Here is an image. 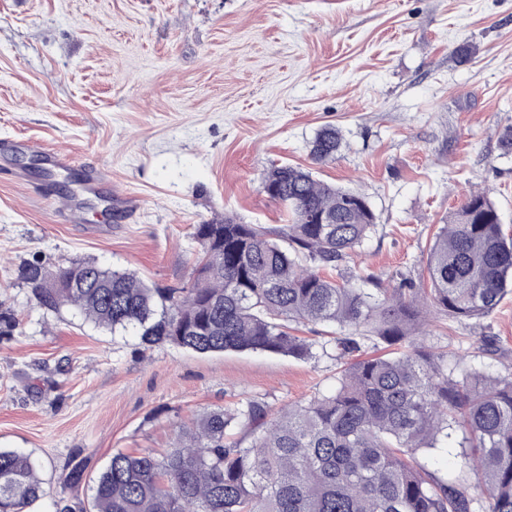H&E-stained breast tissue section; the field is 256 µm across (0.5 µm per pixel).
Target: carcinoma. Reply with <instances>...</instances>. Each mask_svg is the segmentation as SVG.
<instances>
[{
	"label": "carcinoma",
	"mask_w": 512,
	"mask_h": 512,
	"mask_svg": "<svg viewBox=\"0 0 512 512\" xmlns=\"http://www.w3.org/2000/svg\"><path fill=\"white\" fill-rule=\"evenodd\" d=\"M340 147L336 128H322L312 163L336 159ZM261 188L288 223L226 216L194 225L200 251L181 288L79 258L52 270L36 253L20 278L39 306L70 305L99 327L138 330L151 346L305 358L314 344L294 326L315 323L339 330L338 361L375 337L392 350L347 364L334 391L287 410L239 401L204 412L158 454L113 453L92 512H512V372L460 370L411 335L428 304L480 318L512 291V235L495 203L472 191L448 212L429 249V289L386 288L373 275L341 273L376 227L363 194L290 165L267 170ZM458 432L472 484L442 480L418 459ZM40 493L29 458L0 451V512H26Z\"/></svg>",
	"instance_id": "carcinoma-1"
}]
</instances>
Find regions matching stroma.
I'll use <instances>...</instances> for the list:
<instances>
[{
	"label": "stroma",
	"mask_w": 512,
	"mask_h": 512,
	"mask_svg": "<svg viewBox=\"0 0 512 512\" xmlns=\"http://www.w3.org/2000/svg\"><path fill=\"white\" fill-rule=\"evenodd\" d=\"M464 43L477 53L461 65ZM328 125L341 151L311 166ZM511 126L512 0H0V143L69 151L134 199L124 218L94 201L70 221L40 156L15 153L19 180L0 175V306L18 321L0 338V450L35 464L32 512H89L113 453L170 447L207 409L331 392L339 372L321 353L144 346L70 307L41 309L17 277L33 253L182 286L194 225L281 223L261 177L288 164L369 199L376 231L347 269L419 287L434 234L470 190H488L512 232ZM420 342L464 369H512V295L480 319L431 312Z\"/></svg>",
	"instance_id": "stroma-1"
}]
</instances>
